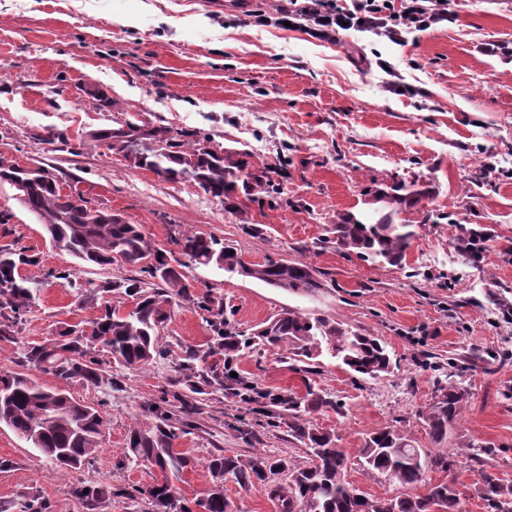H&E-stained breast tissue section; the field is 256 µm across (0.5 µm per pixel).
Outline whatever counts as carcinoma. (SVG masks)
I'll return each instance as SVG.
<instances>
[{"mask_svg":"<svg viewBox=\"0 0 512 512\" xmlns=\"http://www.w3.org/2000/svg\"><path fill=\"white\" fill-rule=\"evenodd\" d=\"M94 142L130 158L133 167L150 171L168 183H188L203 193L223 199L226 209L239 211L243 201L261 203L279 194L272 179L277 165L261 167L248 160L249 154L226 148L204 150L212 142L195 132L175 131L166 126L142 129H100L91 135ZM22 181L26 205L45 232L74 258L99 267L116 262L138 266L144 277L123 278L96 284L80 283L69 269H52L48 277L65 281L86 298H104L98 315L76 324H67L45 344L26 346L21 352L23 372L0 376V425L38 450L45 462L61 472L78 470L88 464L101 448L106 427L104 415L63 390L46 388L29 371L52 374L70 383L102 382L98 352L127 369H141L167 356L159 331L170 318L167 306L182 298L207 314L210 336L203 345L185 344L175 365L177 377L163 392L160 401L147 406L146 415L129 432L126 456L129 463H146L162 472L163 481L146 489L121 491L134 497L145 495L153 512H232L224 498V481L234 479L243 486L264 482L278 469L265 456L229 455L220 450L211 455L207 467L212 487L207 496L188 500L169 477L176 479L194 467V459L174 451L178 432L194 426L193 415L204 395L230 392L246 402H255L251 385L219 370V361H233L261 345L284 352L286 358L302 363L308 374L305 394L275 395L271 398L288 410L291 435L306 445V459L288 461L284 478L270 485L280 503V512H461L460 492L448 483L431 484L430 469L449 471L454 461L448 456V433L453 430L465 401V391L454 380L456 364L448 362V382L437 387L433 402L419 413V420L437 452L421 448L409 433L385 426L368 435L360 449L365 470L382 476L399 489L390 497H372L345 480L346 454L336 446L330 429H313L308 415L334 402L316 388L319 357L328 354L351 370L379 378L391 372L386 347L369 333L353 331L335 319L296 308H283L253 335L239 331L224 316L223 298L210 293L198 295L182 270L170 265L165 250L146 236L136 224L109 219L110 210L97 208L101 220L88 221L86 204L59 191L57 181L42 179L22 169L19 163L0 154V183ZM432 196V190L414 183H396L372 195L365 208L339 218L326 242L358 254L364 260L401 266L418 235L416 225L401 215ZM487 232L458 225L455 248L467 263H477L484 251ZM185 258L183 267L214 264L231 273L242 262L224 240L200 231L187 230L171 239ZM39 259L25 248L0 249V341L13 342V333L35 300L30 281L20 274L24 266ZM255 279L289 292L315 296L323 288L315 270L303 261H278L261 265ZM132 305H127V302ZM427 488L424 494L412 490ZM478 490L488 512H512V482L493 472H478ZM76 496L89 512L103 507L112 497V488L84 484ZM20 512H52L51 502L32 497Z\"/></svg>","mask_w":512,"mask_h":512,"instance_id":"carcinoma-1","label":"carcinoma"}]
</instances>
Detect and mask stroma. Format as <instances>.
I'll return each instance as SVG.
<instances>
[{"label":"stroma","instance_id":"obj_1","mask_svg":"<svg viewBox=\"0 0 512 512\" xmlns=\"http://www.w3.org/2000/svg\"><path fill=\"white\" fill-rule=\"evenodd\" d=\"M279 0H0V154L18 163L45 160L72 192L140 225L158 247L193 229L231 243L255 264L303 260L326 288L292 294L217 266L186 270L196 292L212 290L236 328H257L285 307L312 310L381 338L395 363L371 379L322 356L315 381L337 410L310 417L334 430L344 448L345 479L375 497L395 492L360 461L364 440L384 426L407 430L430 447L420 410L432 401L449 360L467 403L448 437L449 450L491 444L483 463L458 458L453 470L429 471L437 484L463 485L464 512H485L477 472L512 479V323L490 304L489 292L512 302V63L485 55L483 43L512 41V0H454L448 22L396 46L369 32L318 37L309 28L278 23ZM386 67H379V60ZM102 91L116 107L93 98ZM164 125L210 136L248 152L254 164L288 159L280 193L238 213L189 184L166 183L93 142L100 128ZM65 143L47 144L52 134ZM423 181L435 192L405 218L419 227L405 268L362 260L323 245L328 225L358 212L370 194L393 182ZM0 185V249L18 245L39 263L22 270L38 288L15 343L0 347V373L20 371V348L42 344L64 324L89 319L97 301L48 278L75 269L79 280L101 284L135 277L138 267L78 263L50 242L35 218ZM491 229L484 260L462 262L452 245L457 227ZM161 334L170 349L205 343L203 314L179 299ZM106 380L67 390L101 408L102 446L84 468L58 473L40 454L0 425V512H18L24 497L41 496L53 512H84L73 490L108 483L117 494L105 512H151L143 496L123 488L161 481L158 469L126 461L130 429L145 417L175 376L173 358L129 370L101 355ZM235 370L267 392L244 403L206 397L196 425L173 442L195 458L180 486L187 499L206 496L205 466L216 451L271 460L303 458L305 446L288 432V414L270 395L304 394L301 372L281 352L256 348ZM234 512H280L266 485L228 480Z\"/></svg>","mask_w":512,"mask_h":512}]
</instances>
